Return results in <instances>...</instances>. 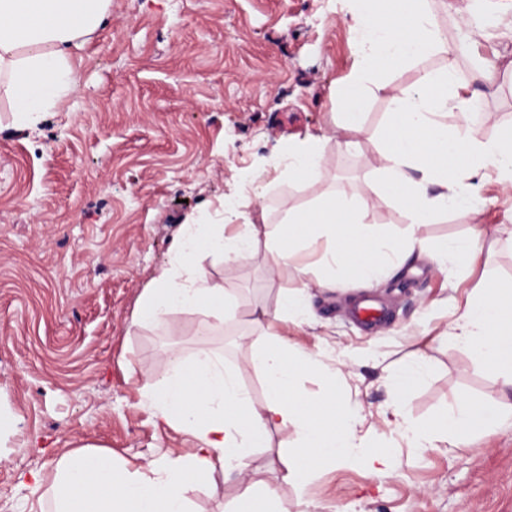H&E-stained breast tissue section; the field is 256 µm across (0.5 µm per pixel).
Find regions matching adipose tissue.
Here are the masks:
<instances>
[{
    "label": "adipose tissue",
    "instance_id": "1",
    "mask_svg": "<svg viewBox=\"0 0 512 512\" xmlns=\"http://www.w3.org/2000/svg\"><path fill=\"white\" fill-rule=\"evenodd\" d=\"M111 7L112 0H0V82L11 97L17 129L37 124L74 89L73 53ZM349 30L358 65L341 91L345 107L333 126L340 146L349 145L363 127L367 72L395 69L430 52L453 59L472 51L467 42L443 39L429 0H378L374 7L356 0ZM470 81L474 91L460 92L449 68L427 74L414 88L391 89L382 147L369 161L379 175L375 198L357 200L344 190L332 191L303 207L286 206L273 228L252 220L239 223L230 205L216 223L183 224L168 263L141 294L134 322L161 328L178 312L200 317L201 348L189 353L176 345L166 348L161 373L143 388L154 414L189 434L195 446L133 475L115 466L111 452L73 450L52 476L50 512H192L186 487L212 485L219 471L236 474L244 485L232 512H285L276 489L249 472L252 450L268 447L273 426L295 430L283 459L286 480L303 482L325 463L356 464L368 475H380L386 456L357 439L355 413L335 399H316L301 390L300 373L318 369V356L290 345L276 326L303 317L309 289L371 286L414 254L439 267L471 264L479 236L432 245L412 232L443 213L476 219L486 204L481 190L488 177L512 188V146L447 122L449 113L466 117L475 112L483 100L478 85L494 81L490 61L478 60ZM284 159L282 173L290 182L307 181L323 159V144L313 137L289 143ZM379 200L400 207L409 233L397 236L366 223V212ZM261 241L273 277L298 251L320 245L324 252L307 287L280 292L274 311L256 308L249 314V325L261 338L258 356L267 388L258 407L242 386L239 369L225 362L223 349L207 345L237 315L240 298L209 278L195 259L213 255L230 266L253 256ZM453 329L455 347L488 366L512 390V284L484 285L456 312ZM504 413V404L496 400L460 399L428 427L404 418L396 426L410 447L429 448L443 439L458 448L468 445L474 430L494 429Z\"/></svg>",
    "mask_w": 512,
    "mask_h": 512
}]
</instances>
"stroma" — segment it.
I'll return each mask as SVG.
<instances>
[{"instance_id": "obj_1", "label": "stroma", "mask_w": 512, "mask_h": 512, "mask_svg": "<svg viewBox=\"0 0 512 512\" xmlns=\"http://www.w3.org/2000/svg\"><path fill=\"white\" fill-rule=\"evenodd\" d=\"M448 42L474 31L477 53L495 68L487 116L471 129L481 138L512 126V0H435ZM349 0H112L102 26L74 60L78 86L32 128L11 125V101L0 89V512H40L50 476L67 452L108 450L128 472L183 454L191 437L155 416L142 395L160 373L170 344L194 350L196 315L172 316L161 329L134 326L144 288L168 261L182 224L211 223L223 202L244 216L265 202L269 223L284 204L305 205L335 188L374 196L368 166L388 118L389 87L415 86L428 72L454 67L466 83L471 64L434 52L395 70L373 72L365 124L351 147L328 142L324 161L305 184L288 182L273 163L289 143L328 131L330 90L355 65ZM478 223L442 215L415 230L429 242L482 230L469 272L411 258L373 295L389 309L380 327L362 329L350 307L360 284L339 292L313 289L301 322L279 329L290 344L320 353L339 369L343 405L358 411L356 434L391 451L387 473L329 465L302 485L284 481L278 450L292 429L271 428L270 445L250 467L279 492L287 512H512V418L475 434L468 446L409 448L382 415L402 403L419 425L457 399L501 395L493 373L446 340L454 308L487 279L512 280V190L486 182ZM264 249L228 266L216 256L199 267L236 291L242 307L211 341L240 367L254 404L265 389L250 347L235 340L254 307L274 310L279 293L315 276L320 252H303L269 277ZM424 354L431 370L405 393L386 381L390 366ZM304 392L325 396L319 372L300 378ZM241 488L215 475L191 486L193 512H228Z\"/></svg>"}]
</instances>
